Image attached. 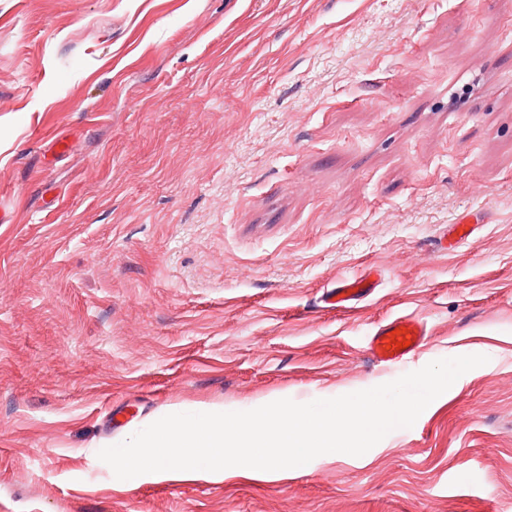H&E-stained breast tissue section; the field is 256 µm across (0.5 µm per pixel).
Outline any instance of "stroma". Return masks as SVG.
Masks as SVG:
<instances>
[{
    "label": "stroma",
    "mask_w": 512,
    "mask_h": 512,
    "mask_svg": "<svg viewBox=\"0 0 512 512\" xmlns=\"http://www.w3.org/2000/svg\"><path fill=\"white\" fill-rule=\"evenodd\" d=\"M0 192V512H512V0H0ZM405 314L424 347L372 363ZM459 348L488 361L361 456L220 482L97 456L129 414ZM376 270L369 269L364 275L358 278L342 279L333 288L324 290L320 302L324 308H336L349 310L355 307L360 301L368 298L378 285ZM397 329H405V333L395 334L396 341L411 340L410 346L396 350V344L392 343L391 332ZM428 334L426 324L410 315H401L380 326L372 336L368 350L372 358L380 364L390 365L404 361L413 355L424 343ZM391 349L386 350V346Z\"/></svg>",
    "instance_id": "obj_1"
}]
</instances>
